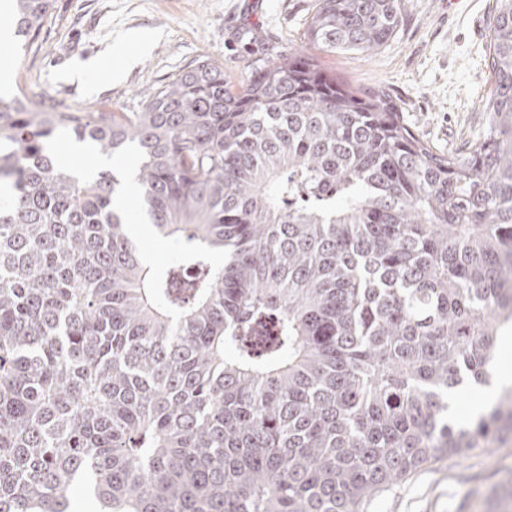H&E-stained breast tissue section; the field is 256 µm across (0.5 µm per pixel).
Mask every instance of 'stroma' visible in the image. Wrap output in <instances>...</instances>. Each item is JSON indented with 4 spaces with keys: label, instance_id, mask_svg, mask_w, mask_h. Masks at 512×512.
Returning a JSON list of instances; mask_svg holds the SVG:
<instances>
[{
    "label": "stroma",
    "instance_id": "1",
    "mask_svg": "<svg viewBox=\"0 0 512 512\" xmlns=\"http://www.w3.org/2000/svg\"><path fill=\"white\" fill-rule=\"evenodd\" d=\"M315 0H54L40 50L0 44L9 95L65 111L134 112L144 94L195 60L232 82L278 48H299ZM496 0H405L397 35L372 54H319L350 86H383L431 147H462L487 125L485 56ZM364 512H512V441L429 465Z\"/></svg>",
    "mask_w": 512,
    "mask_h": 512
}]
</instances>
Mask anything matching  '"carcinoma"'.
I'll use <instances>...</instances> for the list:
<instances>
[{
	"label": "carcinoma",
	"mask_w": 512,
	"mask_h": 512,
	"mask_svg": "<svg viewBox=\"0 0 512 512\" xmlns=\"http://www.w3.org/2000/svg\"><path fill=\"white\" fill-rule=\"evenodd\" d=\"M52 7L13 0L14 38ZM402 18L315 0L304 36L369 54ZM486 57L488 127L448 152L301 52L238 83L198 60L137 112L0 98V512H74L76 487L93 512H361L512 439V385L448 416L512 321V0ZM62 132L135 168L80 176ZM130 175L176 263L130 238ZM498 387L496 382L491 388L474 389L468 386L462 388V396L450 402V413L460 421L473 419L468 417L472 416L476 409L485 410L492 404Z\"/></svg>",
	"instance_id": "obj_1"
}]
</instances>
